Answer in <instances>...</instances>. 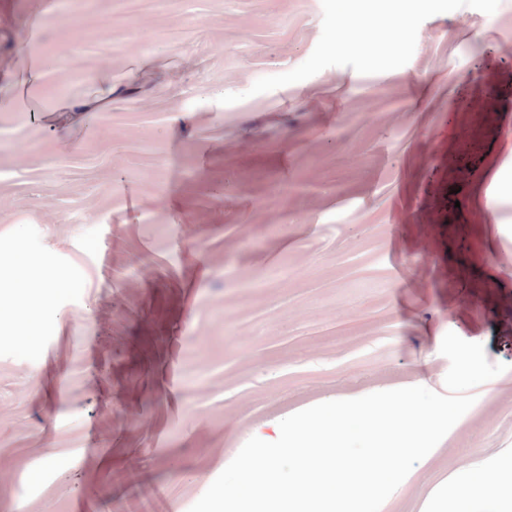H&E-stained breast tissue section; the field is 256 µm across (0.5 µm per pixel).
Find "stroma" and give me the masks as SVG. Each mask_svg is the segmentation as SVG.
<instances>
[{
  "mask_svg": "<svg viewBox=\"0 0 512 512\" xmlns=\"http://www.w3.org/2000/svg\"><path fill=\"white\" fill-rule=\"evenodd\" d=\"M356 8L401 43L344 48ZM26 47L33 103L122 92L24 111ZM510 251L512 0H0V319L57 282L0 343V512H189L288 414L444 392L450 331L506 370L381 512L512 479ZM117 93L115 87L109 84L105 87L97 88L94 95L83 102L75 103L65 97L56 99L48 107H44L37 112H95L112 102V96ZM20 276L19 288H26V290L17 295V300L33 310L43 307L49 298V294L47 292H35L28 289L54 288L51 283L45 280L42 266L36 260H29L21 271Z\"/></svg>",
  "mask_w": 512,
  "mask_h": 512,
  "instance_id": "35a3bbf8",
  "label": "stroma"
}]
</instances>
